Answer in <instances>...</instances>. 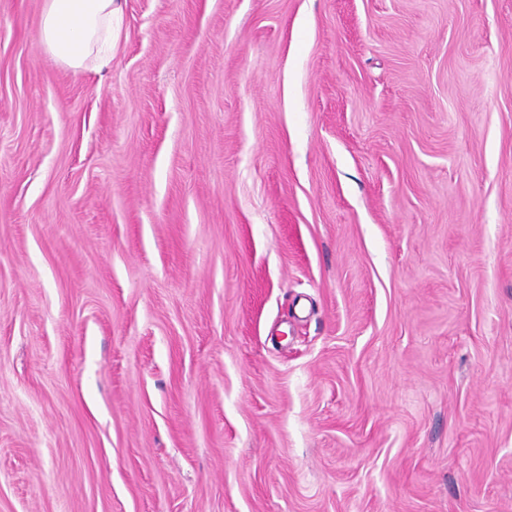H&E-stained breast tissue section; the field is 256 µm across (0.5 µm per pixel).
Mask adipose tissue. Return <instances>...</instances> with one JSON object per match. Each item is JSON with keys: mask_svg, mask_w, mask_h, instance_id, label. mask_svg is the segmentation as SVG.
<instances>
[{"mask_svg": "<svg viewBox=\"0 0 512 512\" xmlns=\"http://www.w3.org/2000/svg\"><path fill=\"white\" fill-rule=\"evenodd\" d=\"M119 12L117 0H45L38 40L73 70L102 69L112 59Z\"/></svg>", "mask_w": 512, "mask_h": 512, "instance_id": "adipose-tissue-1", "label": "adipose tissue"}]
</instances>
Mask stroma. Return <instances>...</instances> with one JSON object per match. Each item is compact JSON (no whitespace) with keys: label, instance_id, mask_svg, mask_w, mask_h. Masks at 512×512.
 <instances>
[{"label":"stroma","instance_id":"35a3bbf8","mask_svg":"<svg viewBox=\"0 0 512 512\" xmlns=\"http://www.w3.org/2000/svg\"><path fill=\"white\" fill-rule=\"evenodd\" d=\"M0 0V512H512V0ZM119 12L117 0H46L38 40L73 70H100L112 60Z\"/></svg>","mask_w":512,"mask_h":512}]
</instances>
